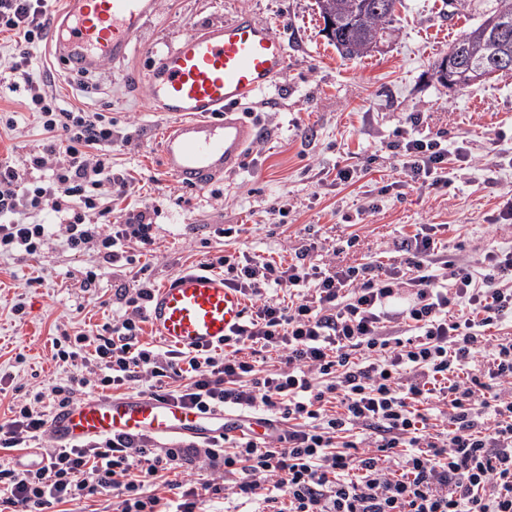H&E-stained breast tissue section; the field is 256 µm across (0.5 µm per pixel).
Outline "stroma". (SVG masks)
<instances>
[{"label":"stroma","instance_id":"obj_1","mask_svg":"<svg viewBox=\"0 0 512 512\" xmlns=\"http://www.w3.org/2000/svg\"><path fill=\"white\" fill-rule=\"evenodd\" d=\"M497 0H471L452 15L446 0H401L380 49L341 59L322 33L315 0H161L127 56L88 75L60 69L46 48L35 49L34 73L57 98L114 122L112 162L136 179L115 210L156 206V243L147 257L158 285L225 249L268 259L322 249L342 265L400 259L403 241L420 224H444L449 251L476 260L483 251L512 246L490 217L496 185L512 186V76L464 88L442 87L435 61L465 31L480 24ZM247 10L272 25L288 44V71L253 104L259 138L243 167L197 191L162 168L159 140L171 118L150 112L146 75L153 61L198 24ZM420 114L411 124V114ZM405 128L417 138L439 134L449 144L466 137L476 166L455 171L450 188L393 187L394 157L387 144ZM359 163L351 184L336 171ZM228 224L246 228L237 240L216 234ZM358 234L350 242V234ZM97 267L95 288L84 290L79 270ZM120 268L96 252L75 254L53 234L34 257H0V420L32 391L65 377L53 358L56 326L91 330L111 320L112 284ZM23 303L22 314L12 311Z\"/></svg>","mask_w":512,"mask_h":512}]
</instances>
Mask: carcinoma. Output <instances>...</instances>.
<instances>
[{
  "label": "carcinoma",
  "mask_w": 512,
  "mask_h": 512,
  "mask_svg": "<svg viewBox=\"0 0 512 512\" xmlns=\"http://www.w3.org/2000/svg\"><path fill=\"white\" fill-rule=\"evenodd\" d=\"M399 0H316L322 18L334 19L328 35L340 57L351 60L368 53L383 38L385 25ZM456 57V85L512 73V0H497L478 26L449 48Z\"/></svg>",
  "instance_id": "obj_1"
}]
</instances>
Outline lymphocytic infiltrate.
<instances>
[{"label": "lymphocytic infiltrate", "instance_id": "lymphocytic-infiltrate-1", "mask_svg": "<svg viewBox=\"0 0 512 512\" xmlns=\"http://www.w3.org/2000/svg\"><path fill=\"white\" fill-rule=\"evenodd\" d=\"M50 0H0V34L16 37L10 92L37 114L41 149L0 159V256L38 255L50 234L129 264L114 296L124 307L96 329L54 338L65 378L12 405L0 449L25 450L48 432L47 404L63 408L92 391L144 388L201 413L265 415L269 439L221 435L177 446L156 437L110 436L42 449L37 466L0 461V512H80L93 496L116 512H206L223 493L262 512H512V247L478 265L440 252L437 224H422L393 263L322 266L307 253L276 262L228 251L198 264L223 274L247 303L243 325L223 344L196 351L141 344L155 293L136 255L154 243L155 208L112 220L133 185L114 168L112 122L62 107L33 78ZM390 149L412 183L450 187L449 163L466 145L400 137ZM276 360L259 363L260 354ZM444 406L446 425L426 408ZM165 483L175 495L155 493Z\"/></svg>", "mask_w": 512, "mask_h": 512}]
</instances>
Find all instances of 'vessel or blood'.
<instances>
[{
	"instance_id": "vessel-or-blood-1",
	"label": "vessel or blood",
	"mask_w": 512,
	"mask_h": 512,
	"mask_svg": "<svg viewBox=\"0 0 512 512\" xmlns=\"http://www.w3.org/2000/svg\"><path fill=\"white\" fill-rule=\"evenodd\" d=\"M65 19L50 40L63 65L89 72L123 58L139 39L157 0H65ZM288 45L251 12L207 24L157 58L147 75L150 108L174 123L159 143L164 171L178 184L208 188L236 173L255 140L244 118L254 100L288 70ZM246 302L222 274L187 271L153 295L146 318L153 335L183 350L221 343L245 316ZM249 424L253 436L269 426L258 415L220 410L203 414L150 394L87 396L56 410L48 426L62 445L110 435L151 434L205 439L236 435Z\"/></svg>"
}]
</instances>
